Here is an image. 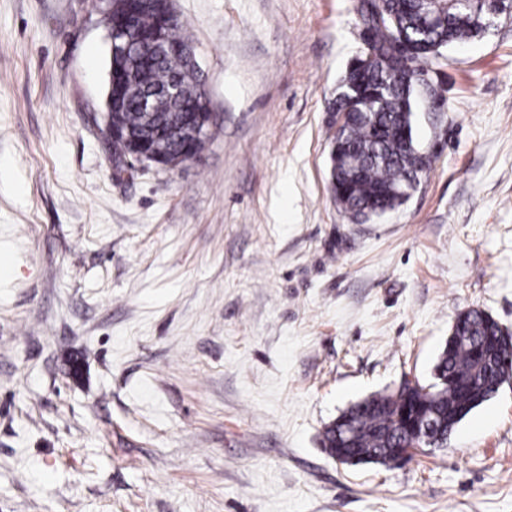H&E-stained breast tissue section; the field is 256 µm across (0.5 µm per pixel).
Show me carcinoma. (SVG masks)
<instances>
[{"mask_svg":"<svg viewBox=\"0 0 512 512\" xmlns=\"http://www.w3.org/2000/svg\"><path fill=\"white\" fill-rule=\"evenodd\" d=\"M380 20L371 28L373 54L361 75L347 73L357 92L347 103L354 119L331 137L339 144L330 190L349 212L367 206L395 209L402 205L398 191H408L425 169L418 167L417 107L424 100L436 109L445 103L442 80L426 66L449 46L482 36L489 0H370ZM165 40L188 44L179 18L166 23ZM125 85L116 86L113 118L129 136L112 139V156L121 159L143 147L166 163L187 151L199 156L208 136L183 142L175 130L182 122L177 101L154 98L175 81L188 97L203 95L198 70L181 57L160 56L150 50L121 63ZM153 99L146 110L143 99ZM454 339L448 341L434 365L430 393L411 394L426 407L432 432L445 436L474 409L490 399L499 382L512 379V340L501 338L499 324L479 308L461 312ZM414 405L374 395L348 409L324 432V447L333 454L366 453L371 460L391 465L397 448L415 439L410 432Z\"/></svg>","mask_w":512,"mask_h":512,"instance_id":"carcinoma-1","label":"carcinoma"}]
</instances>
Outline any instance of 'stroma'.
<instances>
[{
	"mask_svg": "<svg viewBox=\"0 0 512 512\" xmlns=\"http://www.w3.org/2000/svg\"><path fill=\"white\" fill-rule=\"evenodd\" d=\"M356 0H174L207 149L115 179L101 0H0V512H512V382L399 468L325 428L512 334V16L444 51L434 159L353 222L328 109Z\"/></svg>",
	"mask_w": 512,
	"mask_h": 512,
	"instance_id": "35a3bbf8",
	"label": "stroma"
}]
</instances>
